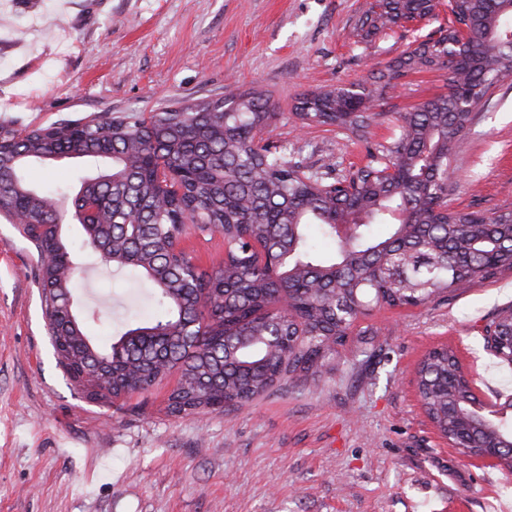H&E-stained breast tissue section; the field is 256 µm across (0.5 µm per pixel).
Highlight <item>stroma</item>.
<instances>
[{"label": "stroma", "instance_id": "obj_1", "mask_svg": "<svg viewBox=\"0 0 512 512\" xmlns=\"http://www.w3.org/2000/svg\"><path fill=\"white\" fill-rule=\"evenodd\" d=\"M368 0H0V125L17 130L184 99L266 91L267 138L321 169L366 162L365 143L293 114L302 93L366 82L449 17L351 31ZM447 71L396 80L386 111L447 92ZM448 203L512 209V75L460 135ZM37 256L0 217V512H512V469L465 457L427 418L415 370L458 357L489 405L512 396V367L485 325L512 304V271L454 301L374 308L322 374L222 411L174 416L164 380L124 408L88 399L59 367ZM80 309L99 346L158 308L146 283L78 259Z\"/></svg>", "mask_w": 512, "mask_h": 512}]
</instances>
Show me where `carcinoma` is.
Masks as SVG:
<instances>
[{"instance_id": "1", "label": "carcinoma", "mask_w": 512, "mask_h": 512, "mask_svg": "<svg viewBox=\"0 0 512 512\" xmlns=\"http://www.w3.org/2000/svg\"><path fill=\"white\" fill-rule=\"evenodd\" d=\"M436 0H375L353 27L366 41L395 25L435 17ZM448 27L372 76L385 90L410 72L443 70L448 93L398 113L389 144L366 143L367 163L336 177L256 140L278 113L263 90L178 102L148 114L62 119L24 133L0 125V215L22 216L40 262L41 302L58 365L104 403L177 375L167 412L222 411L283 382L322 372L372 308L450 300L512 270V210L486 217L448 208L446 174L460 133L512 59V0H448ZM370 92L336 87L304 94L295 115L360 137L374 120ZM79 159L92 173L61 204L38 187L34 166ZM93 204L77 220L94 259L144 277L163 315L126 330L110 348L89 336L96 315L68 307L72 248L59 212ZM224 241L209 272L173 247L187 225ZM350 225L343 239L339 225ZM316 228L333 247L324 257ZM512 307L485 327L486 346L512 365ZM422 406L459 454L493 448L512 467V403L487 410L454 352L430 351L417 369Z\"/></svg>"}]
</instances>
